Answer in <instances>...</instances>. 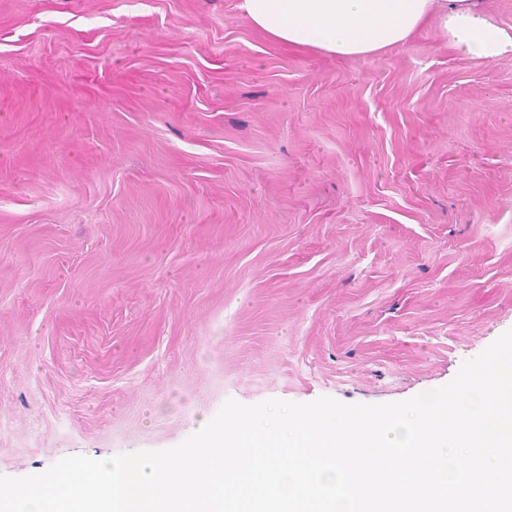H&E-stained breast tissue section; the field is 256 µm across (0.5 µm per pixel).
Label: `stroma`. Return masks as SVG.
I'll list each match as a JSON object with an SVG mask.
<instances>
[{
	"instance_id": "1",
	"label": "stroma",
	"mask_w": 512,
	"mask_h": 512,
	"mask_svg": "<svg viewBox=\"0 0 512 512\" xmlns=\"http://www.w3.org/2000/svg\"><path fill=\"white\" fill-rule=\"evenodd\" d=\"M239 5L0 0V476L404 401L512 330V56Z\"/></svg>"
}]
</instances>
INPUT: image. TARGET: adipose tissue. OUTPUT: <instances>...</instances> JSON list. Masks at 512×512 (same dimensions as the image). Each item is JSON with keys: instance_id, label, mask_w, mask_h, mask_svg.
<instances>
[{"instance_id": "obj_1", "label": "adipose tissue", "mask_w": 512, "mask_h": 512, "mask_svg": "<svg viewBox=\"0 0 512 512\" xmlns=\"http://www.w3.org/2000/svg\"><path fill=\"white\" fill-rule=\"evenodd\" d=\"M254 26L286 47L339 58L405 45L430 16L440 38L473 58L512 55V32L496 24L483 0H241Z\"/></svg>"}]
</instances>
